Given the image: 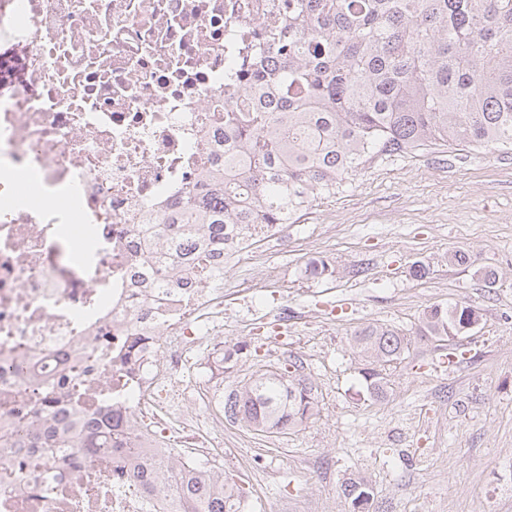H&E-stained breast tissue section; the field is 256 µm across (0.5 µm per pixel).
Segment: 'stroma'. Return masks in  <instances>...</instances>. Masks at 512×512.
<instances>
[{
    "label": "stroma",
    "instance_id": "stroma-1",
    "mask_svg": "<svg viewBox=\"0 0 512 512\" xmlns=\"http://www.w3.org/2000/svg\"><path fill=\"white\" fill-rule=\"evenodd\" d=\"M255 248L224 260V388L296 356L319 404L305 427L276 436L225 422L241 512H352L341 484L353 475L373 488L369 512H512V153L379 156ZM455 251L466 262L449 263ZM318 259L330 272L317 278ZM448 304L483 314L451 360L416 334L424 310ZM368 324L409 340L383 368L381 401L350 342Z\"/></svg>",
    "mask_w": 512,
    "mask_h": 512
}]
</instances>
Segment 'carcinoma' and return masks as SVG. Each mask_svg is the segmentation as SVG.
Segmentation results:
<instances>
[{
	"label": "carcinoma",
	"mask_w": 512,
	"mask_h": 512,
	"mask_svg": "<svg viewBox=\"0 0 512 512\" xmlns=\"http://www.w3.org/2000/svg\"><path fill=\"white\" fill-rule=\"evenodd\" d=\"M238 84L247 103L224 113V164L161 221L156 261L178 280L150 287L224 285L228 233L252 235L258 224H290L313 201L336 194L376 155L423 147L512 145V0H288V15ZM482 316L471 305L428 308L418 335L449 340ZM372 367L370 398L386 392L380 367L399 360L408 340L383 325L351 336ZM252 376L224 396V418L263 433L308 423L318 397L304 366L290 362ZM75 452L119 448L112 416L73 409ZM44 414L18 423L17 442L63 448L39 429ZM144 485L169 497L171 512H239L242 492L221 473L171 475V457L146 464ZM343 495L366 512L373 488L348 478Z\"/></svg>",
	"instance_id": "1"
}]
</instances>
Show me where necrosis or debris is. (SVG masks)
Listing matches in <instances>:
<instances>
[{"mask_svg": "<svg viewBox=\"0 0 512 512\" xmlns=\"http://www.w3.org/2000/svg\"><path fill=\"white\" fill-rule=\"evenodd\" d=\"M286 0H0V433L55 406L111 405L127 441L80 461L0 447V512H168L128 460L216 470L224 291L143 292L137 238L224 151L235 66Z\"/></svg>", "mask_w": 512, "mask_h": 512, "instance_id": "obj_1", "label": "necrosis or debris"}]
</instances>
